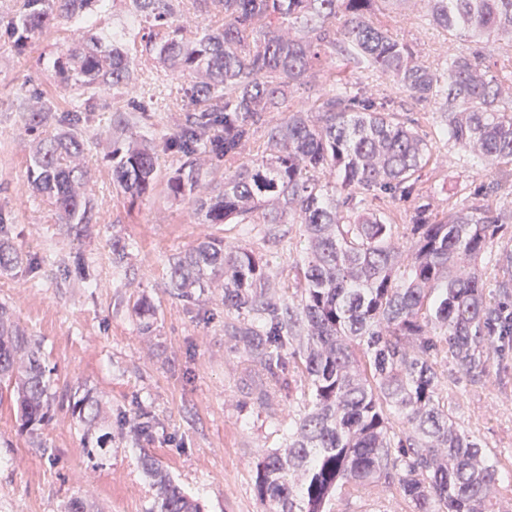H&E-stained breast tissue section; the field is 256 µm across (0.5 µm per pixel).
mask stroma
<instances>
[{
  "instance_id": "obj_1",
  "label": "stroma",
  "mask_w": 512,
  "mask_h": 512,
  "mask_svg": "<svg viewBox=\"0 0 512 512\" xmlns=\"http://www.w3.org/2000/svg\"><path fill=\"white\" fill-rule=\"evenodd\" d=\"M388 29L412 44L438 71L451 58L481 52L487 62L512 51V41L479 44L446 38L424 10L408 7L387 20ZM58 41L48 31L18 49L0 41V240L24 263L0 276V305L40 345L57 393L92 390L106 401L102 431L111 433L106 453L83 446L82 428L67 410L54 408L36 434L21 431L10 404L0 405V512H64L70 498L85 496L100 512H159L143 467L152 456L201 505L203 512H267L254 490V466L263 451L283 447L288 424L300 408L299 383L288 371L269 374L245 351L232 327L239 317L224 309L219 291L197 289L194 304L169 285L168 259L214 236L251 247L269 261L272 293L297 292L301 275L291 243L301 230L267 236L262 224H201L188 202L172 198L166 180L180 155L163 151L155 190L129 202L112 182L109 146L117 133L110 111L121 94L95 101L87 134L96 137L88 156L87 195L96 223L82 235L58 224L51 207L26 188L33 138L19 104L26 90L60 96L58 80L38 63ZM140 92L154 110L136 130L159 142L184 118L188 101L152 65H144ZM399 117L433 144L435 157L420 173L419 194L430 209L445 211L460 188L495 184L494 205L512 209V169H484L448 145L434 104L398 99ZM131 244L127 261L112 262L113 242ZM153 309V329L143 333L135 307ZM443 394L457 420L469 426L503 465L512 466V382L490 376L476 385H447ZM150 413L158 422L151 438L136 437L133 421ZM339 512H411L398 492L373 487L339 502Z\"/></svg>"
}]
</instances>
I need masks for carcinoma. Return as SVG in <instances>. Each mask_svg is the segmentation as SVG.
I'll return each instance as SVG.
<instances>
[{
  "mask_svg": "<svg viewBox=\"0 0 512 512\" xmlns=\"http://www.w3.org/2000/svg\"><path fill=\"white\" fill-rule=\"evenodd\" d=\"M136 27L106 34L117 3ZM421 3L433 24L476 42L512 38V0H14L0 39L18 48L63 27L52 71L69 94L62 110L42 93L21 103L35 134L28 181L75 230L96 223L86 196L87 104L122 89L112 125L148 112L137 92L138 53L187 80L191 107L163 147L180 154L169 195L192 200L206 224H298L296 296L268 292L269 262L246 246L207 237L169 260L171 287L185 301L203 285L224 307L252 315L234 328L270 373L292 359L304 383L303 412L284 447L255 464V489L269 512H334L339 500L395 487L412 512H512V473L448 411L445 381L476 383L512 349V235L489 201L463 199L438 218L415 205L410 223L359 211L356 195L408 202L432 145L378 101L341 83L334 61L388 81L396 92L444 107L448 143L480 162L512 164V56L491 70L478 52L440 73L414 47L373 21ZM191 11L196 33L175 22ZM329 86L314 103L288 108L298 85ZM270 112L285 116L272 123ZM52 125L56 133H44ZM265 149L213 186L206 162L238 157L260 128ZM112 177L134 202L157 183V147L130 135L112 142ZM23 258L0 241V273ZM9 394L21 428L35 431L56 399L90 441L101 401L51 391L39 348L0 305V399ZM160 512H201L159 462L144 457Z\"/></svg>",
  "mask_w": 512,
  "mask_h": 512,
  "instance_id": "obj_1",
  "label": "carcinoma"
}]
</instances>
